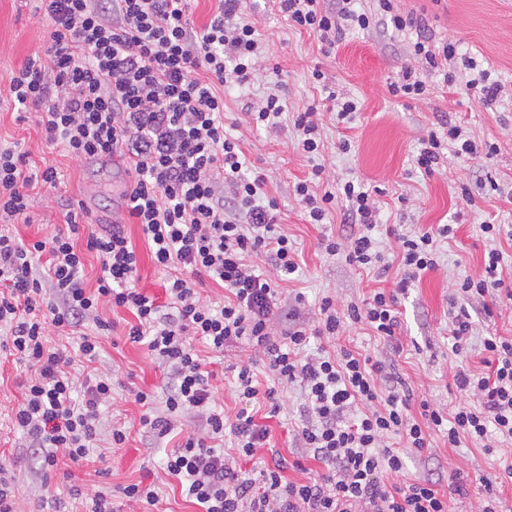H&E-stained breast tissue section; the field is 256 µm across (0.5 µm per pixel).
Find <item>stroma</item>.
I'll list each match as a JSON object with an SVG mask.
<instances>
[{
    "label": "stroma",
    "mask_w": 512,
    "mask_h": 512,
    "mask_svg": "<svg viewBox=\"0 0 512 512\" xmlns=\"http://www.w3.org/2000/svg\"><path fill=\"white\" fill-rule=\"evenodd\" d=\"M396 5L401 12L422 16L435 42L452 39L460 53L484 57L504 84L499 104L489 109L474 99L465 89L462 73L451 83L442 76L427 75L430 92L420 99L391 95L390 83L398 81L406 69L422 66L413 51L415 32L355 29L328 46L312 34L289 27L272 0H246V12L261 45L259 70L250 84L225 88L224 124L239 140L247 165L264 174L266 191L278 203V229L293 242L299 269L289 280L276 281L275 288L280 304L299 302L306 320H314L322 297H332L341 308L360 304L378 289H392L400 276L395 266L379 277L322 251L324 236L341 235L343 227L335 220L309 224L303 219L294 184L308 175L313 164L323 166L329 182L353 179L364 184L379 205L374 235L383 246L392 244L389 230L394 226L410 233L440 224L457 225L455 239L440 244L439 270L423 274L398 298L399 351L358 327L310 343L311 348L329 352L347 347L394 364L413 389L410 413L416 417L423 399L447 411L464 402L453 384L455 372L482 371L484 337L512 336V303L480 298L467 303L473 332L463 354L453 352L450 336L454 284L481 271L489 250L502 253V275L512 278V201L505 194L512 187V0H396ZM51 33L48 21L33 16L30 0H0V81L32 52L50 47ZM316 69L325 73L326 85L314 82ZM330 89L359 100L361 109L349 126L337 125L326 98ZM271 94L278 95L289 112L319 103L323 148L316 160L298 149L291 127L273 134L247 127V109L262 106ZM445 119L464 122L472 136L494 142L493 159L476 167L451 158L430 175L414 169L412 157L420 138ZM344 136L352 142L347 153L338 148ZM15 141L24 144L33 166H53L62 175L57 188L33 192L27 221L12 226L19 237L31 240L63 226L67 212L85 203L96 232L123 214L120 168L109 162L72 159L61 146L46 140L35 121L16 122L10 101L0 98V146ZM462 181L475 183L473 202L459 198L457 186ZM486 221L501 225L497 239L485 238L481 232ZM99 314L118 326L117 333L101 339L99 367L114 373L112 398L100 408V439L87 460L75 467L74 479L60 472L46 476L36 469L23 434L11 424L29 373L12 360L0 362V463L17 475L19 512H89L92 495L101 489L111 492L116 512H144L143 506L127 502L121 494L132 483L158 493L154 512H200L163 466L167 453L187 432L197 429V422L182 419L172 434L158 442L146 436L139 425L143 409L134 395L140 390L160 391L163 368L143 346L121 335L131 313L104 305ZM209 360L216 407L226 416H235L243 406L235 387L241 365L252 367L260 385L268 383L262 353L247 344L210 354ZM278 399L281 411L268 421V447L286 459L288 479L320 478L324 466L307 457L296 439L304 402L299 386H281ZM116 425L130 432L120 448L113 447L110 439ZM429 441L428 450L409 454L407 477L436 481L448 495L450 512H481L486 493L477 478L484 475L493 480L498 512H512V481L502 478L503 462L512 458L511 441L500 440L498 453L492 455L481 443L468 439L460 447H449L446 435L435 429L430 430ZM76 484L81 487L77 495L72 492ZM460 484L465 494H457Z\"/></svg>",
    "instance_id": "obj_1"
}]
</instances>
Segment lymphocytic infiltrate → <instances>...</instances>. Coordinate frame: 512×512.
<instances>
[{"mask_svg": "<svg viewBox=\"0 0 512 512\" xmlns=\"http://www.w3.org/2000/svg\"><path fill=\"white\" fill-rule=\"evenodd\" d=\"M376 12L356 9V0H277L289 27L327 42L345 28L366 30L386 20L398 31L415 30V55L427 71L451 81L462 69L466 86L484 106L500 100L503 85L476 57L460 53L456 41L434 45L422 17L398 11L395 0H377ZM36 13L51 20L52 44L27 56L11 72L6 91L19 112H35L47 140L62 144L75 159L127 158L134 162L126 217L99 233H84L79 212L65 227L27 241L8 231L23 217L32 191L60 183L55 167L32 168L21 145L0 148V351L30 370L12 423L38 451L44 474L64 461L85 459L101 434V404L112 398V375L99 372L85 396H78L70 367L74 357L99 362L100 339L113 322L99 315L101 305L132 313L130 342H146L151 356L167 368L163 381L165 414L153 412L155 395L137 391L145 407L140 426L153 438L167 437L178 417L199 419L193 432L167 454L164 469L176 478L202 512H448V499L436 482L405 479L404 449L423 452L430 426L446 430L449 447L462 439H512V338L482 342V372L460 370L457 389L476 395L453 413L421 402L420 418L409 414L411 391L404 380L385 376L381 362L350 349L311 355L312 337L336 336L346 324H362L394 342L399 320L396 296L422 272L436 269L438 239H453L455 227L396 235L386 252L374 237L378 207L361 183L322 185L315 164L294 185L310 224H323L345 203V220L357 233L324 238L329 256L383 275L392 264L403 273L394 290L375 292L365 303L339 311L331 297L318 305L316 326L291 317L284 332L275 329L276 292L270 276L251 259L266 258L273 275L294 274L298 264L287 235L278 233V204L269 198L262 173H246L237 139L224 129V97L219 87L244 85L256 75V29L244 0H218L208 22L195 27L188 0H38ZM288 120L299 148L315 159L322 148L318 111L310 105L285 113L278 96L248 112L250 126L273 129ZM495 145L478 141L452 121L421 138L415 168L432 174L447 157L489 158ZM228 182L231 195L218 185ZM140 225L154 266L167 272L166 304L139 288V256L126 227ZM85 248H78V238ZM101 259L95 287H88L84 254ZM502 255L490 250L481 273L455 284L460 297H502L512 301V283L499 271ZM209 277L228 291L220 308L200 302L196 283ZM96 331L84 333L85 324ZM79 337L77 355L50 347L52 329ZM199 337L215 353L245 342L262 352L272 387L258 386L251 366H241L237 392L242 400L265 399L278 414L277 388L299 384L305 396L297 440L323 464L322 479L287 480L280 461L259 478L228 463L211 441L231 433L238 456L255 457L269 438L266 425L247 409L235 417L214 412L212 371L189 342ZM404 449L388 447L392 437Z\"/></svg>", "mask_w": 512, "mask_h": 512, "instance_id": "obj_1", "label": "lymphocytic infiltrate"}]
</instances>
